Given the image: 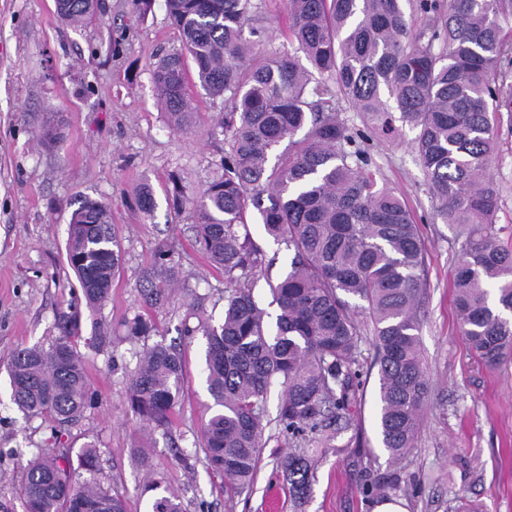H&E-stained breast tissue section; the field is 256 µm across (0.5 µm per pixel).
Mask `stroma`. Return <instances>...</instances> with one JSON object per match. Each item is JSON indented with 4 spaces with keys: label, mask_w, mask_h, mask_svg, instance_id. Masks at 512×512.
Masks as SVG:
<instances>
[{
    "label": "stroma",
    "mask_w": 512,
    "mask_h": 512,
    "mask_svg": "<svg viewBox=\"0 0 512 512\" xmlns=\"http://www.w3.org/2000/svg\"><path fill=\"white\" fill-rule=\"evenodd\" d=\"M180 46L165 0H153L143 16L128 0H98L94 18L80 27L58 17L55 0H0V503L24 512L18 486L40 449L92 444L101 451V482L124 498L127 512H147L142 491L158 478L177 495L182 512H370L359 491L368 473L398 474L390 494L404 499L409 512H464L468 503L480 512H512V356L489 367L458 330L451 280L463 228L435 216L413 149L415 132L407 127L399 138L371 141L369 152L413 212L425 247L419 315L428 398L412 447L393 460L381 443L376 348L366 321L352 421L337 437L313 442L310 493L299 498L288 491L282 468L288 441L274 422L283 394L277 381L267 396L271 423L254 483L234 499L225 497L197 446L214 410L203 374L205 339L184 333L199 314L222 318L224 274L195 243L192 205L175 207L166 193L170 178L193 197L220 174L224 132L215 120L224 105L191 84L198 127L190 133L168 127L153 69ZM52 115L60 119L62 138L47 146L37 134ZM490 174L502 195L494 230L512 247V111L499 114ZM145 182L156 199L149 216L134 205ZM80 194L109 205L122 268L105 306L82 312L77 349L95 404L60 428L11 402L5 364L17 348L49 344L61 333L58 317L76 285L66 242ZM250 232L270 262L255 294L274 314L268 284L288 271L293 254L274 244L262 225ZM162 241L196 290H174L152 312L155 340L176 343L183 354L185 390L169 426L148 434L127 405L125 367L135 345L124 322L142 310L143 275ZM99 323L110 336L103 347L95 340ZM142 445L150 448L145 466L135 458Z\"/></svg>",
    "instance_id": "1"
}]
</instances>
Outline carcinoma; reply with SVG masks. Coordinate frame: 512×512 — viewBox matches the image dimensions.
<instances>
[{"label":"carcinoma","mask_w":512,"mask_h":512,"mask_svg":"<svg viewBox=\"0 0 512 512\" xmlns=\"http://www.w3.org/2000/svg\"><path fill=\"white\" fill-rule=\"evenodd\" d=\"M182 47L155 65L158 102L170 127L196 125L188 98L192 79L224 98L222 173L191 200L196 239L224 270V316L188 330L206 341L205 382L215 411L199 447L222 480L225 495L252 483L263 447L264 404L282 380L275 421L289 440L348 428L355 402L361 310L371 321L377 357L379 428L390 458L412 446L428 384L417 307L424 247L416 222L371 166V138L392 139L398 124L416 131L414 150L435 216L471 224L452 280L460 332L486 364L512 346V249L496 223L501 196L487 172L497 139L496 112L505 93L501 64L512 59V0H287L288 47L261 49L253 21L264 0H165ZM96 0H56L59 17L82 25ZM358 112L372 133L348 127ZM146 216L153 187L135 193ZM73 210L66 262L78 290L60 315L62 335L45 348L14 350L6 363L11 400L22 412L65 426L94 405L76 348L80 306L101 307L120 270L111 210L81 196ZM294 252L288 273L268 283L279 308L275 322L254 296L262 266L249 224ZM144 280L145 302L160 304L172 288L189 289L166 244L157 247ZM145 340L130 376L127 404L139 420L165 425L184 382L179 349L146 343L155 325L143 314L126 323ZM306 448H290L282 466L289 492L310 491ZM99 450L76 455L44 448L20 486L25 512H126L122 497L98 480ZM366 479L369 498L397 483ZM149 512H181L162 481L146 488Z\"/></svg>","instance_id":"carcinoma-1"}]
</instances>
